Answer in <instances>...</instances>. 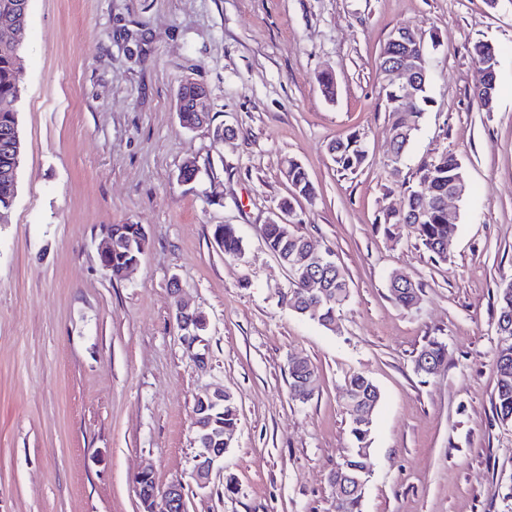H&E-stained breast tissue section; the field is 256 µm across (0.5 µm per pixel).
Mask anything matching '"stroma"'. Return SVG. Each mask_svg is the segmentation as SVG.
Instances as JSON below:
<instances>
[{
	"label": "stroma",
	"instance_id": "obj_1",
	"mask_svg": "<svg viewBox=\"0 0 512 512\" xmlns=\"http://www.w3.org/2000/svg\"><path fill=\"white\" fill-rule=\"evenodd\" d=\"M402 25L441 45L395 174L378 63ZM481 40L501 50L490 112L472 98ZM187 79L207 87L212 117L191 131L175 110ZM18 81L23 155L0 224V512H145L144 470L161 491L181 482L188 512H335L355 373L381 393L363 512H512V423L494 408L497 296L512 282V0H30ZM216 125L233 137L215 143ZM354 131L368 158L342 174L327 145ZM446 151L468 192L441 262L382 219ZM289 156L315 188L295 228L334 251L351 286L332 331L288 309V273L258 234L290 195ZM189 160L199 174L180 181ZM111 224L147 233L121 280L100 259ZM218 224L236 225L243 258L215 245ZM397 270L421 289L415 309L390 295ZM174 280L206 319L205 365L181 344ZM431 338L448 362L416 374ZM292 359L317 369L308 400L290 390ZM218 387L240 424L201 489L193 408Z\"/></svg>",
	"mask_w": 512,
	"mask_h": 512
}]
</instances>
